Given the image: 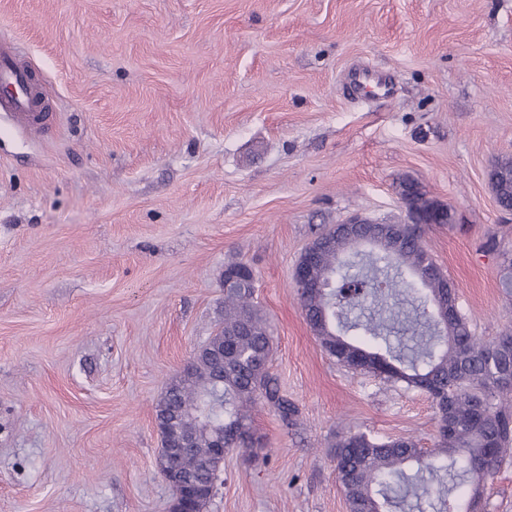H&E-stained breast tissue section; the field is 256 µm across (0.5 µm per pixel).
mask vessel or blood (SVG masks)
<instances>
[{"instance_id": "1", "label": "vessel or blood", "mask_w": 512, "mask_h": 512, "mask_svg": "<svg viewBox=\"0 0 512 512\" xmlns=\"http://www.w3.org/2000/svg\"><path fill=\"white\" fill-rule=\"evenodd\" d=\"M30 66L24 54L11 43L0 44V118L13 127L44 132L53 115L48 112L38 84L28 79ZM352 93L390 98L394 87L388 75L374 66H359L347 76Z\"/></svg>"}]
</instances>
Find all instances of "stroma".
<instances>
[{"mask_svg":"<svg viewBox=\"0 0 512 512\" xmlns=\"http://www.w3.org/2000/svg\"><path fill=\"white\" fill-rule=\"evenodd\" d=\"M58 116L0 123V512H169L155 405L224 321L248 263L294 424L259 403L207 512H348L332 443L432 450L428 397L331 359L292 271L328 225L406 217L405 179L447 206L423 241L471 330L512 333V0H0ZM390 75L357 98L348 71ZM347 84L353 94L374 95L377 98H391L394 87L388 75L374 66H359L347 76ZM489 183L495 200L505 208L512 207V157L498 159L489 173Z\"/></svg>","mask_w":512,"mask_h":512,"instance_id":"35a3bbf8","label":"stroma"}]
</instances>
